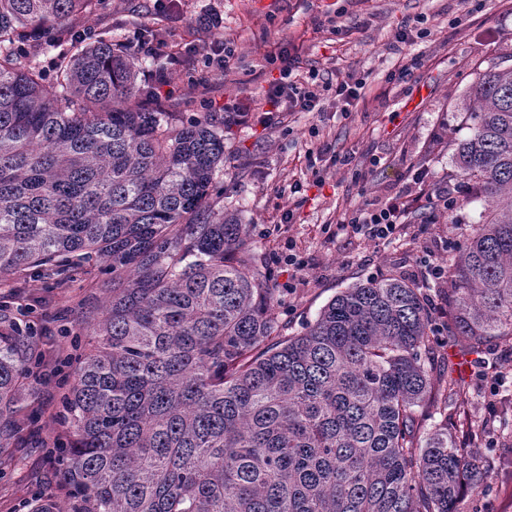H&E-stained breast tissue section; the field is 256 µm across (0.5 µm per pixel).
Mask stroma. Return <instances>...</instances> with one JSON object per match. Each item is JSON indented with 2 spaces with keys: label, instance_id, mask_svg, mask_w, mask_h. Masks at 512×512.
<instances>
[{
  "label": "stroma",
  "instance_id": "stroma-1",
  "mask_svg": "<svg viewBox=\"0 0 512 512\" xmlns=\"http://www.w3.org/2000/svg\"><path fill=\"white\" fill-rule=\"evenodd\" d=\"M109 0L84 15L77 28L132 40L161 28L165 45L145 58L141 85L164 111L180 116L223 112L227 102L244 109L225 140L224 167L215 175L226 211L247 224L253 252L280 285L276 310L285 335L300 333L340 291L366 279L404 277L430 285L434 374L455 369L471 377V356L461 355L446 327V295L432 287L419 258H447L448 243L462 239L487 203L461 184L453 211L418 202L403 232L381 242L341 230L363 200L382 201L415 192L410 172L428 167L435 182L457 169L456 145L470 131L464 112L476 104L472 87L492 64L512 66V0ZM420 19L424 35L398 47L395 33ZM194 48L191 68L174 53ZM298 48L299 72L318 82L353 75L366 96L340 112L326 98L316 112L262 113L270 85L280 77L270 59L277 48ZM229 51L228 69L208 61ZM423 57L403 81H391L405 57ZM350 154L352 165L336 157ZM296 249L303 271L288 269L282 254ZM112 277L99 265L74 271L63 285L38 277L0 285V311L39 341L41 378L26 379L25 411H38L37 430H24L0 453V512H29L38 496H57V465L49 441L62 437L51 415L61 408L69 374L88 352L84 322L111 294ZM500 378L476 383L467 404L449 403L420 413L418 422L447 418L456 436L489 465L485 495L463 496L459 512H512V439L497 427L512 418V348L494 350Z\"/></svg>",
  "mask_w": 512,
  "mask_h": 512
}]
</instances>
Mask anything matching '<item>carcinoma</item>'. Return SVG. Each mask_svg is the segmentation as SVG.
I'll list each match as a JSON object with an SVG mask.
<instances>
[{
    "label": "carcinoma",
    "instance_id": "obj_1",
    "mask_svg": "<svg viewBox=\"0 0 512 512\" xmlns=\"http://www.w3.org/2000/svg\"><path fill=\"white\" fill-rule=\"evenodd\" d=\"M105 0H0V280L58 281L105 260L55 422L69 430L64 500L31 512H457L488 470L448 418L429 295L402 277L344 289L282 334L279 291L247 225L216 202L235 113L184 119L142 104L141 52L71 34ZM69 43L53 78L26 36ZM458 176L488 202L448 254V334L469 353L512 344V68L473 87ZM35 347L0 328V448L19 428Z\"/></svg>",
    "mask_w": 512,
    "mask_h": 512
}]
</instances>
